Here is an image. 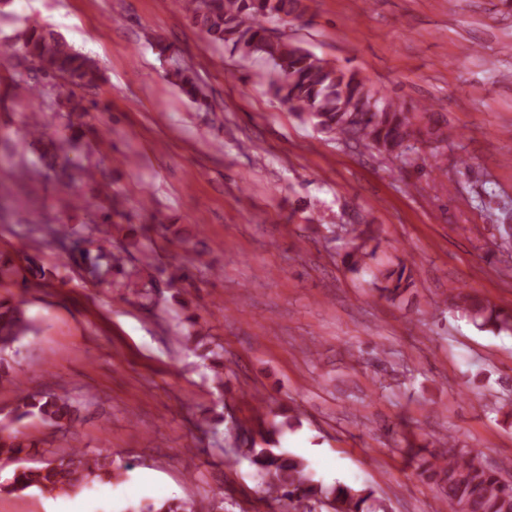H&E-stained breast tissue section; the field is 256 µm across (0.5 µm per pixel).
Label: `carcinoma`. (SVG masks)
<instances>
[{"label":"carcinoma","mask_w":512,"mask_h":512,"mask_svg":"<svg viewBox=\"0 0 512 512\" xmlns=\"http://www.w3.org/2000/svg\"><path fill=\"white\" fill-rule=\"evenodd\" d=\"M199 28L209 37L230 43L243 56H260L271 61L277 75L269 84L270 92L288 110L312 124L318 131L347 144L376 148L388 155L402 156L411 141L420 135L413 116L393 97H378L358 74L339 68L330 61L304 49L298 43L273 36L265 26L282 17L300 18L305 13L302 0H191L186 5ZM14 52L19 64L29 63L50 81L56 103L71 105V111H86L76 100L78 92L94 87L99 79L95 62L76 51L52 30L31 26L14 36ZM166 77L193 101L200 89L189 69L177 65ZM78 136L52 143L58 173L68 177L95 179L90 166L70 168V153ZM375 250H367L366 230L352 228L351 244L344 252L343 264L352 272L369 268ZM90 261L91 272L102 278L114 272L129 279L133 272L124 269L123 260L100 246ZM374 279L384 283L380 291L396 300L414 285L412 268L399 263L392 269L378 270ZM453 305L480 330L512 334V312L476 294L459 292ZM24 301H0V352L34 331ZM17 418L35 417L58 429L71 426L79 418V407L65 394H26L18 404ZM277 425L258 430V434L234 423L227 435L255 466L262 492L283 507V512H315V506L331 507L333 512H372L367 505L372 493L347 484L325 485L313 479L306 460L269 448ZM267 447H257L256 439ZM24 447L18 430L0 429V456L12 457ZM408 444V459L418 477L433 483L441 493L448 512H512V486L499 473L477 462L466 451L456 448L451 439L438 438L435 448ZM112 459L89 458L77 450L46 463L14 474L3 491L35 489L42 493H67L94 480L112 481ZM194 502L168 500L159 506L149 504L139 512H203Z\"/></svg>","instance_id":"carcinoma-1"}]
</instances>
